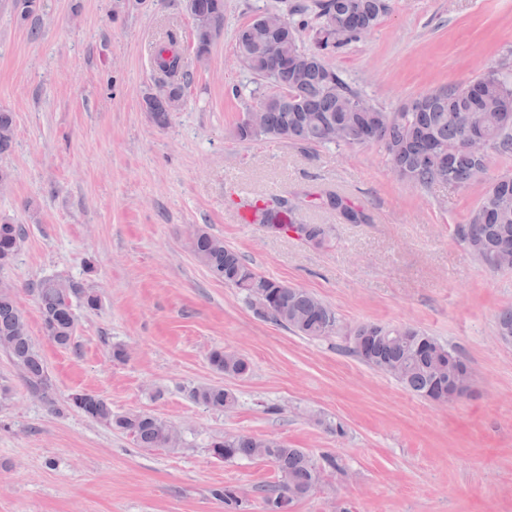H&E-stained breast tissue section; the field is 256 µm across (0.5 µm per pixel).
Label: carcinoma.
Returning <instances> with one entry per match:
<instances>
[{"label":"carcinoma","instance_id":"1","mask_svg":"<svg viewBox=\"0 0 512 512\" xmlns=\"http://www.w3.org/2000/svg\"><path fill=\"white\" fill-rule=\"evenodd\" d=\"M22 21L31 22V35L39 34L38 0H11ZM316 47L305 49L297 39L305 25L304 12L290 20L288 38L273 36L254 19L238 32L237 45L244 67L277 89L279 102L268 113L271 139L296 145L327 146L379 144L394 172L428 190L437 184L466 187L483 180L487 159L465 149V140L478 130L488 150L512 154V68H493L463 84L450 85L424 94L399 112L375 105L363 108L362 94L326 64L323 51L340 47L370 31L390 9L389 0H317ZM175 35L158 47L154 67L164 75L159 90L144 97L145 111L153 123L164 127L173 109L169 102L182 98L187 74ZM13 113L0 110V154L11 148ZM315 206L336 213L348 224H365L369 216L349 198L325 191L313 199ZM296 207L272 210L253 207V223H293ZM25 230L20 224L0 222V267L10 264L21 247ZM461 238L490 271L512 267V257L500 252L504 241L512 242V175L493 179L478 206L471 212ZM191 252L214 277L240 291L257 316L309 338H327L345 332L344 350L372 369L394 377L414 394L433 400L444 393L434 378V367L446 354L459 353L447 344L413 326L362 323L343 330L336 311L302 288L268 278L250 267L241 254L202 229L192 237ZM43 331L57 346L66 348L75 336L78 315L73 300L89 311L101 306L93 288L59 277L41 281L35 288ZM363 336L370 348L357 347ZM0 350L22 372L30 392L55 409L45 360L32 341L25 312L12 283L0 280ZM211 366L226 374L243 376L249 363L235 353L216 348L209 355ZM195 402L216 411L236 404V396L222 386L189 389ZM71 404L86 417L133 438L141 448L176 449L183 445L180 431L172 424L142 412L116 413L111 404L94 393H78ZM210 451L225 461L262 459L270 462L280 480L258 489L262 512H292L294 503L309 496L321 484L326 468L336 467L332 456L315 457L304 448H290L275 439L237 434L211 444ZM224 502V512H250V502L235 486L213 490Z\"/></svg>","mask_w":512,"mask_h":512}]
</instances>
